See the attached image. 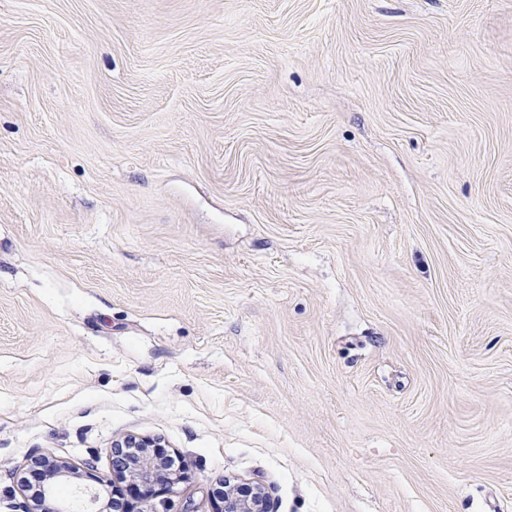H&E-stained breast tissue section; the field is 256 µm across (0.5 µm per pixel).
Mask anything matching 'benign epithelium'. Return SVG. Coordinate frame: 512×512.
Returning a JSON list of instances; mask_svg holds the SVG:
<instances>
[{
    "label": "benign epithelium",
    "mask_w": 512,
    "mask_h": 512,
    "mask_svg": "<svg viewBox=\"0 0 512 512\" xmlns=\"http://www.w3.org/2000/svg\"><path fill=\"white\" fill-rule=\"evenodd\" d=\"M155 441L135 435H124L112 442L111 467L116 479L130 478L139 494L151 498L157 488H171L187 479L183 468H169L165 457L149 452L157 448ZM46 476V485L40 491L41 500L28 498L21 512H70V508L57 496L58 485L87 478L101 486L106 480L97 475L98 459L89 457L75 464L48 456L32 459ZM220 499L217 512H272L270 500L261 483L252 487L237 486L224 481V492L217 493Z\"/></svg>",
    "instance_id": "7a95c632"
}]
</instances>
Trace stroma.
Listing matches in <instances>:
<instances>
[{"label": "stroma", "mask_w": 512, "mask_h": 512, "mask_svg": "<svg viewBox=\"0 0 512 512\" xmlns=\"http://www.w3.org/2000/svg\"><path fill=\"white\" fill-rule=\"evenodd\" d=\"M512 512V0H0V512ZM111 451V467L117 480L128 477L135 482L139 494L143 498H151L157 493V488H172L174 485L184 482L188 476L184 468H168L165 457L151 454L147 448H161L154 440L124 435L113 440ZM120 448L132 456V448H145L136 457L132 456L130 466L127 469L119 468L118 462ZM31 462L45 473L47 482L40 491L41 500L36 501L29 496L28 502L25 503L21 512H70L73 510L62 503L57 496L58 485L71 483L83 477L101 486L108 483V480H104L96 474L98 471L96 457L83 459L77 464L48 456L35 457ZM217 498L220 504L216 512H273L260 482L253 487H241L224 479V493L217 492Z\"/></svg>", "instance_id": "35a3bbf8"}]
</instances>
